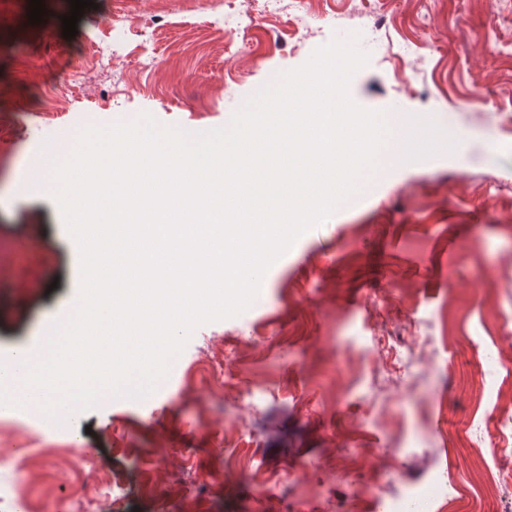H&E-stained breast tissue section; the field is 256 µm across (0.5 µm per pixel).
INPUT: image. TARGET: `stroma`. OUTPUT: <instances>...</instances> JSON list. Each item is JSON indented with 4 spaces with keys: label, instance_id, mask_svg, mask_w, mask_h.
<instances>
[{
    "label": "stroma",
    "instance_id": "stroma-1",
    "mask_svg": "<svg viewBox=\"0 0 512 512\" xmlns=\"http://www.w3.org/2000/svg\"><path fill=\"white\" fill-rule=\"evenodd\" d=\"M113 0L84 10L73 39L62 32L68 0H44L30 24L29 0H0V252L14 257L22 287L0 286V353L40 344L43 330L78 295L80 259L60 210L33 187L35 155L13 126L31 125L51 147L53 128L90 119L101 126L150 114L162 126L209 131L226 125L280 72L304 65L346 27L349 14L325 0L304 34L291 21L251 17V55L211 25L209 0H137L157 19L150 47L166 60L148 74L125 68L100 98L70 96L41 118L66 72L83 64L108 30ZM396 26L363 50L349 94L360 107L430 119L463 144L398 165L352 205L302 234L264 275L241 314L197 327L158 389L135 402L73 412L60 429L0 417V512H37L47 496L73 494L48 474L45 448L86 454L124 474L122 512H376L351 487L397 489L461 458L457 481H476L489 450L486 422L498 399L475 403L480 380L512 377V0H393ZM280 40H272L270 25ZM409 67L395 77L398 60ZM39 64L31 76V64ZM401 330V378L387 390L375 335ZM448 335L440 344V335ZM222 396H215V388ZM400 449L401 466L389 453Z\"/></svg>",
    "mask_w": 512,
    "mask_h": 512
}]
</instances>
